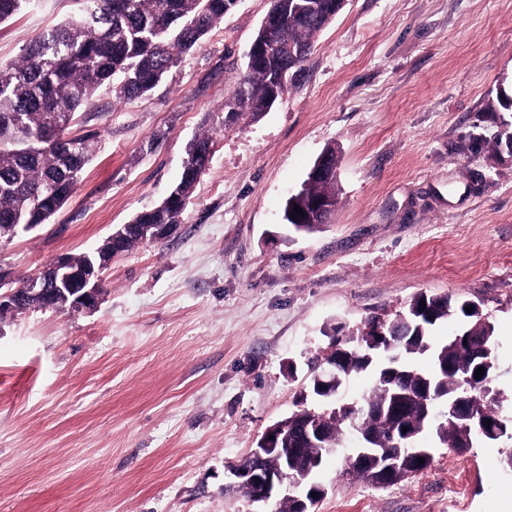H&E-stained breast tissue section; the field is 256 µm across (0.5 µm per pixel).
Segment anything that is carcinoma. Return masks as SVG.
I'll return each mask as SVG.
<instances>
[{
	"label": "carcinoma",
	"mask_w": 512,
	"mask_h": 512,
	"mask_svg": "<svg viewBox=\"0 0 512 512\" xmlns=\"http://www.w3.org/2000/svg\"><path fill=\"white\" fill-rule=\"evenodd\" d=\"M32 0H0V23L30 6ZM78 16L40 32L19 60L0 66V227L7 224H44L71 197L85 166L93 156L96 134L71 135L69 123L102 87L112 97L134 101L151 93L173 67L179 54L192 49L224 18L233 0H78ZM332 0H274L271 15L276 23L262 40L261 58L246 65L234 94L224 103V113L237 120L247 113L260 118L284 90L288 74L300 67L314 47L317 34L336 17ZM62 121L57 137L45 134L54 119ZM215 145L214 133L205 131L191 139L185 150L180 179L170 199L138 212L118 239V248L130 251L144 242L141 224L180 223L197 183L208 169ZM467 300L450 295L419 294L409 311L424 309L427 317L405 323L395 317L386 335L370 350L356 348L347 337H336L342 368L336 382L341 393L354 376L370 372L373 386L356 401L333 398L325 406L329 441L342 448L358 435L371 448H387L404 458L395 446V423L372 414L395 392H409L405 418L421 429L435 413L434 402L452 400L458 384L469 378L472 395L483 419L499 424L500 393L485 378H475L478 352L492 346L494 326L465 312ZM456 318L462 329L472 331L467 345L436 344L430 333L444 320ZM306 411L301 404L288 416V428L279 438L282 448L310 453L303 433ZM436 436L448 448L464 444L456 422L436 421ZM431 463L408 460L396 474L376 472L373 461L346 470L352 480L379 486L395 484L411 474L424 472Z\"/></svg>",
	"instance_id": "cac0c4a2"
}]
</instances>
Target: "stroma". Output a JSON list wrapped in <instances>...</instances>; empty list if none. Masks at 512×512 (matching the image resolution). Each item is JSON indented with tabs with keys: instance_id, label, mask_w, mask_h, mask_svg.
I'll list each match as a JSON object with an SVG mask.
<instances>
[{
	"instance_id": "obj_1",
	"label": "stroma",
	"mask_w": 512,
	"mask_h": 512,
	"mask_svg": "<svg viewBox=\"0 0 512 512\" xmlns=\"http://www.w3.org/2000/svg\"><path fill=\"white\" fill-rule=\"evenodd\" d=\"M269 8L235 0L148 97L99 90L71 126L99 134L75 192L0 243L16 275L91 250L159 204L186 144L215 129L177 233L113 259L96 308L0 320V512H259L229 470L294 410L333 328L421 293L487 315L512 422V155L493 147L512 0H348L283 98L220 129ZM78 11L33 0L0 24V63ZM330 146L336 208L296 231L285 202ZM418 444L430 467L385 488L347 481L346 452L328 456L315 512H512V442Z\"/></svg>"
}]
</instances>
